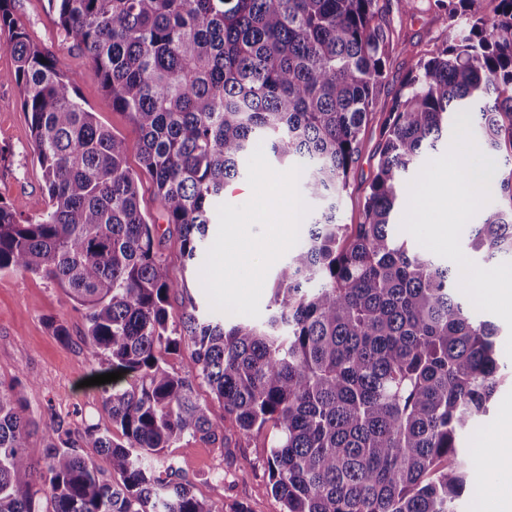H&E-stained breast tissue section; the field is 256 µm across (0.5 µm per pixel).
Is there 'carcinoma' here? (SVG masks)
<instances>
[{
  "label": "carcinoma",
  "mask_w": 512,
  "mask_h": 512,
  "mask_svg": "<svg viewBox=\"0 0 512 512\" xmlns=\"http://www.w3.org/2000/svg\"><path fill=\"white\" fill-rule=\"evenodd\" d=\"M0 0V36L28 113L48 207L0 198V271L42 274L85 310L89 355L126 385L103 391L120 430L75 439L45 427V473L25 452L39 424L23 386L0 383V512H224L195 497L164 450L222 433L195 397L207 385L240 437L271 429L268 476L284 512H457L463 434L500 385L497 328L476 319L459 273L396 234L407 173L470 116L504 160L471 229L486 260L512 257V0H433L456 30L409 68L381 131L358 224L337 222L393 31L381 0H49L53 21L141 133L140 164L195 263L224 190L255 148L304 167L319 202L277 270L263 322L170 321L172 280L142 212L122 140L77 96ZM192 347L173 372L161 352ZM91 448L88 454L84 449ZM104 460L103 469L98 460Z\"/></svg>",
  "instance_id": "obj_1"
}]
</instances>
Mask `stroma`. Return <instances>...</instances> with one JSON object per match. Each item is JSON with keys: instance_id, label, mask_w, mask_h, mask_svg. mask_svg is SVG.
Segmentation results:
<instances>
[{"instance_id": "stroma-1", "label": "stroma", "mask_w": 512, "mask_h": 512, "mask_svg": "<svg viewBox=\"0 0 512 512\" xmlns=\"http://www.w3.org/2000/svg\"><path fill=\"white\" fill-rule=\"evenodd\" d=\"M385 5L384 19L399 32L400 39L386 63L372 118L362 135V151L340 204L338 220L343 224L360 221L363 199L377 171L382 123L412 60L454 37L447 22L433 9L432 0H413L409 10L402 0H385ZM14 13L34 42L54 56L58 70L73 80L78 96L124 141L129 166L139 170L138 128L126 113L113 109L88 57L62 44L49 15L48 0H15ZM139 189L141 207L156 226L159 250L170 276L181 285L170 296L173 312H181L192 303L209 310L200 275L185 267L179 236L166 224L148 174L141 173ZM0 199L20 201L29 216L42 213L48 204L42 172L34 160L21 91L8 82L0 84ZM60 324L66 327V335L56 334ZM84 326L83 310L69 303L52 281L28 272H0V381H23L27 412L39 424L55 418L76 433L90 425L103 430L112 426L102 406L101 386L86 383L87 378L103 374L105 367L91 360L82 342ZM500 365L502 381L491 411L463 440L477 458L493 454V445L501 435L499 423L505 410L512 407V358L501 356ZM197 396L220 423L225 441L188 436L166 451L192 483L195 496L224 506L226 512L240 507L246 512H282L269 483L265 436L240 438L235 423L225 416L222 404L206 385L198 386Z\"/></svg>"}]
</instances>
